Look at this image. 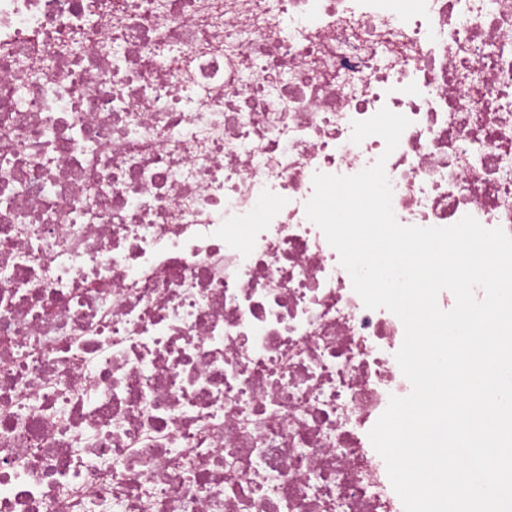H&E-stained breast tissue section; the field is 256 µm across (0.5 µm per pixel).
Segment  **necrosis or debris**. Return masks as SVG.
Returning <instances> with one entry per match:
<instances>
[{"label":"necrosis or debris","mask_w":512,"mask_h":512,"mask_svg":"<svg viewBox=\"0 0 512 512\" xmlns=\"http://www.w3.org/2000/svg\"><path fill=\"white\" fill-rule=\"evenodd\" d=\"M401 2L0 0V512H404V327L305 204L382 157L512 236V0Z\"/></svg>","instance_id":"necrosis-or-debris-1"}]
</instances>
